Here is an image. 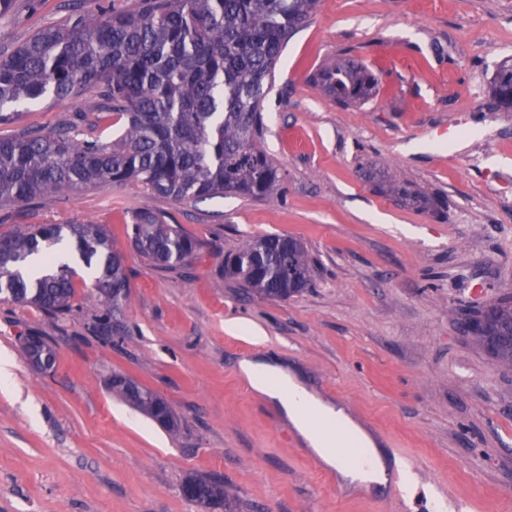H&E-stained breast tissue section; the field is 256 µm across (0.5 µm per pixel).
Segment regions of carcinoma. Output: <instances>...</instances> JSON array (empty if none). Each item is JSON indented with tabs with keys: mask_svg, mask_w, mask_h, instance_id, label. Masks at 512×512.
<instances>
[{
	"mask_svg": "<svg viewBox=\"0 0 512 512\" xmlns=\"http://www.w3.org/2000/svg\"><path fill=\"white\" fill-rule=\"evenodd\" d=\"M316 0H141L135 11L73 10L9 53H0V124L18 117L11 107L50 97L71 100L90 91L97 104L92 135L79 123L54 130L26 126L0 136V202L34 203L71 191L130 181L178 201L217 194L269 197L279 171L260 145L259 122L283 47L311 17ZM341 104L369 101L377 76L341 58L310 76ZM490 90L495 108L512 112V58L495 69ZM118 134L104 136L111 128ZM411 206L431 209L425 194L384 183ZM134 249L159 268L190 259L196 241L178 225L144 209L129 225ZM80 260L96 268V288L112 311L95 317L93 333L117 331L130 281L122 257L98 224H28L0 236V294L49 316L72 311L76 270L47 259L51 269L25 278L29 257L64 239ZM224 271L253 293L286 300L311 280L308 255L296 237L267 234L246 240L224 261ZM471 334L495 361L512 366V296L485 305ZM112 390L159 425L173 430L178 417L150 389L125 375ZM200 504L236 502L216 479L188 480Z\"/></svg>",
	"mask_w": 512,
	"mask_h": 512,
	"instance_id": "cac0c4a2",
	"label": "carcinoma"
}]
</instances>
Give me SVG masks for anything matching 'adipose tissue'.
<instances>
[{
    "instance_id": "adipose-tissue-1",
    "label": "adipose tissue",
    "mask_w": 512,
    "mask_h": 512,
    "mask_svg": "<svg viewBox=\"0 0 512 512\" xmlns=\"http://www.w3.org/2000/svg\"><path fill=\"white\" fill-rule=\"evenodd\" d=\"M240 370L256 392L279 405L319 460L335 469L342 485H368L381 471L383 451L376 439L343 409L310 392L275 358L243 362Z\"/></svg>"
}]
</instances>
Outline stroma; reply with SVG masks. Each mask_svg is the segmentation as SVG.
<instances>
[{"mask_svg":"<svg viewBox=\"0 0 512 512\" xmlns=\"http://www.w3.org/2000/svg\"><path fill=\"white\" fill-rule=\"evenodd\" d=\"M64 4L16 0L0 51L59 22ZM341 56L378 76L373 99L344 107L310 83ZM507 57L512 0H318L261 108L274 197L182 203L127 182L0 205V236L102 225L130 277L122 337L90 332L103 305L80 263L69 314L0 300V351L15 360L0 385V512H224L184 497L191 476L222 479L241 512H512V367L461 330L479 304L512 294V112L489 91ZM94 103L48 99L23 106L20 123L50 130ZM455 126L459 137L435 140ZM372 172L448 207L408 206ZM141 209L181 225L195 255L172 269L140 256L127 226ZM269 233L300 238L312 259L310 287L287 300L224 274L226 252ZM32 330L51 341L49 371L23 353ZM261 356L375 435L413 491L341 486L242 377ZM117 373L164 398L179 429L113 393Z\"/></svg>","mask_w":512,"mask_h":512,"instance_id":"1","label":"stroma"}]
</instances>
